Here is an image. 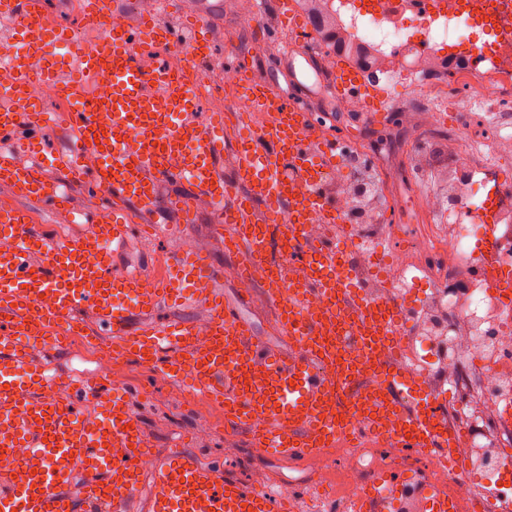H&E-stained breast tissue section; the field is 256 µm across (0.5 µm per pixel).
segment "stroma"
<instances>
[{
	"instance_id": "1",
	"label": "stroma",
	"mask_w": 512,
	"mask_h": 512,
	"mask_svg": "<svg viewBox=\"0 0 512 512\" xmlns=\"http://www.w3.org/2000/svg\"><path fill=\"white\" fill-rule=\"evenodd\" d=\"M212 18L215 51L206 69L211 78L224 73L225 45L263 59L267 56V48H280L289 40L287 33L278 28L275 15L270 11L254 27L233 33L225 26L221 10H213ZM175 195L194 197L192 189L182 184H160L155 209L160 231L153 237L134 238L116 248L115 256L121 267L140 273L160 270L165 256L181 248L185 242H192L223 269L220 287L224 298L250 323L255 338L272 353L289 354L287 341L278 333L273 309L262 302L260 294L244 299L243 286L232 275L238 259L226 253L224 238L214 229L205 199L194 197L196 219L194 223L184 224L176 212L167 208ZM114 375L129 383L146 384L147 391L134 403L133 412L155 456L179 447L195 455L202 464L220 467L245 479L254 478L256 469L260 467L278 472L289 480L292 490L302 495L305 512H318L320 496L304 483L306 463L271 458L248 446L241 437L225 430L223 412L205 399L175 405L174 398L179 393L177 383L151 375L136 361L129 359L116 363ZM206 424L211 427V435L199 437L200 428Z\"/></svg>"
}]
</instances>
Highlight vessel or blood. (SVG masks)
<instances>
[{"label": "vessel or blood", "instance_id": "vessel-or-blood-1", "mask_svg": "<svg viewBox=\"0 0 512 512\" xmlns=\"http://www.w3.org/2000/svg\"><path fill=\"white\" fill-rule=\"evenodd\" d=\"M86 2L83 24L99 36L77 46L68 27L46 24L45 0H0V17L14 22L11 41L0 44V64L14 76L0 84V184L17 200L0 206V512H300L292 492L201 465L182 450L153 459L129 387L113 386L92 419L82 401L96 394L98 379L53 386L33 352L60 347L81 308L111 331L113 360H136L178 382L187 397L222 405L225 423L266 455L304 462L341 435L367 433L440 456L456 474V428L419 374L398 361L399 310L368 297L339 265L349 240L337 235L335 207L322 189L336 142L312 122L296 74H286V88L276 91L255 61L233 59L234 89L256 123L244 131L220 112L199 118L208 85L201 63L213 52L209 5L172 26L158 19L172 0H153L132 27L119 21L116 0ZM278 15L294 36L282 54L297 56L307 32L292 0H279ZM60 45L71 48L63 64L51 54ZM99 77L109 85L102 97L87 89ZM34 79L70 98L65 115L42 109L29 93ZM332 90L362 99L373 118L395 106L348 65L338 66ZM61 122L76 139L74 156L46 154L33 136ZM228 146L231 179L223 165ZM50 169L66 170L68 182L48 178ZM163 180L202 194L217 224L230 228L227 247L239 257L233 274L241 284L251 283L256 267L267 268L265 297L280 335L296 341L291 354H273L253 337L216 286L221 269L200 250L172 253L166 279L154 288L116 268L113 245L145 232L132 214L154 210ZM72 181L111 198L108 222L76 207ZM29 201L88 229L75 240L40 239ZM317 214L318 233L310 224ZM275 245L299 265V279L279 277L270 258ZM478 247L491 287L512 305V269L500 266L493 238ZM165 299L201 303L205 322L132 329L136 315ZM351 339L360 359L342 350ZM20 448L25 456H17ZM77 472L84 482L75 497L65 485ZM405 479L399 470L383 473L358 491L353 512H379L385 491Z\"/></svg>", "mask_w": 512, "mask_h": 512}]
</instances>
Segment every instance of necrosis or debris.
<instances>
[{
  "label": "necrosis or debris",
  "mask_w": 512,
  "mask_h": 512,
  "mask_svg": "<svg viewBox=\"0 0 512 512\" xmlns=\"http://www.w3.org/2000/svg\"><path fill=\"white\" fill-rule=\"evenodd\" d=\"M320 6L336 18L338 43L320 37L309 52H322L328 63L351 56L369 83L413 94L386 119L350 126L324 189L339 223L358 239L353 271L375 297L400 303L412 362L459 422L468 469L448 478L418 454L343 446L307 478L321 489L335 472L337 491L349 496L398 469L413 480L394 492L405 512H415L419 492L443 484L460 499L483 494L487 512H512V488L499 478L512 459V424L499 418L501 408L512 407V310L486 283L473 247L486 226L471 206L485 183L502 182L499 158L512 151V0H321ZM480 31L493 39V58L471 49ZM463 101L482 109L493 139L489 159L476 168L464 161L476 142L457 113ZM424 111L457 160L444 177L416 153ZM367 158L384 190L360 213L350 195L352 172Z\"/></svg>",
  "instance_id": "4bbe7bcc"
}]
</instances>
